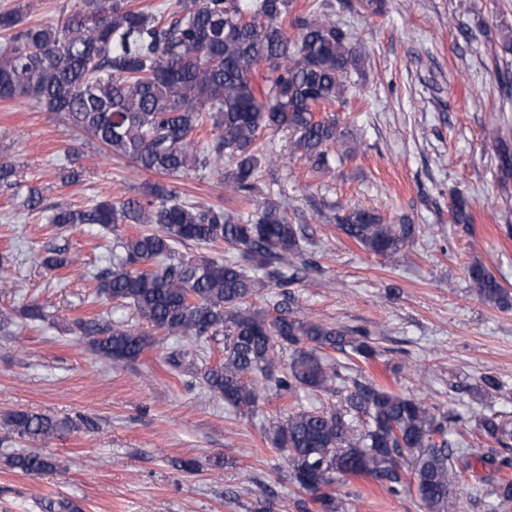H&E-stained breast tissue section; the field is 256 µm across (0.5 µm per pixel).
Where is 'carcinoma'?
<instances>
[{
	"label": "carcinoma",
	"mask_w": 512,
	"mask_h": 512,
	"mask_svg": "<svg viewBox=\"0 0 512 512\" xmlns=\"http://www.w3.org/2000/svg\"><path fill=\"white\" fill-rule=\"evenodd\" d=\"M292 4L184 0L165 14L128 0H84L56 25L28 23L20 7L1 11L0 102L26 100L58 113L108 153L167 178L124 201L57 207L49 217L52 224H98L112 232L110 267L96 274L95 298L129 307L137 324L78 321L99 355L134 361L156 346L157 332L204 353L222 336V358L202 364L199 375L212 395L243 415L255 411L265 389L344 394L337 406L288 414L266 434L290 483L317 512H345L343 488L352 478L401 494L407 466L422 512H449L451 487L472 462L445 438L440 409L373 381L355 380L347 389L348 366L326 351L371 361L369 334L293 310L283 287L296 278L288 269L302 254L304 227L290 223L276 202L244 215L179 200L177 180L202 170L251 198L276 162L260 141L266 131H288L292 149L312 168L331 169L336 121L317 120L314 112L344 101L346 79L365 56L353 29L316 8L292 17ZM206 126L211 137L202 142L197 134ZM496 159L501 175L512 177V145L500 143ZM470 211L467 199L454 200L456 223H471ZM335 220L346 237L389 260L413 236V225L386 224L364 207ZM124 224L142 230L128 236L119 231ZM186 242H224L243 262L185 257L176 245ZM246 262L262 274L249 273ZM468 277L481 301L512 305V293L481 262L469 266ZM7 425L21 436L49 439L73 422L20 410ZM0 461L28 475L61 468L37 453Z\"/></svg>",
	"instance_id": "1"
}]
</instances>
